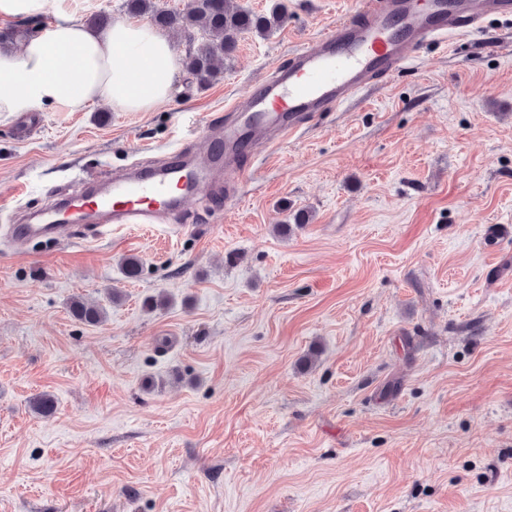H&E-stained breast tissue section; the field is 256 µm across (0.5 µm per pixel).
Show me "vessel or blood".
<instances>
[{
    "label": "vessel or blood",
    "mask_w": 512,
    "mask_h": 512,
    "mask_svg": "<svg viewBox=\"0 0 512 512\" xmlns=\"http://www.w3.org/2000/svg\"><path fill=\"white\" fill-rule=\"evenodd\" d=\"M493 16L512 18V0H359L355 14L336 22L316 48L297 47L288 68L250 85L210 138L206 162L169 157L113 178L105 192L82 199L79 206L103 216L96 227L100 233L161 223L167 211L193 197L211 167L223 166L225 173L240 177L235 150L285 140L301 119L338 110L377 78L406 68L429 42L478 33ZM67 211L66 205L52 204L39 223L12 225L11 233L21 242L41 235L65 237L78 230L65 223Z\"/></svg>",
    "instance_id": "b4317fda"
}]
</instances>
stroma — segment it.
I'll return each mask as SVG.
<instances>
[{"mask_svg": "<svg viewBox=\"0 0 512 512\" xmlns=\"http://www.w3.org/2000/svg\"><path fill=\"white\" fill-rule=\"evenodd\" d=\"M285 2L218 81L179 71L153 111L43 108L25 137L0 116V512H512V238L488 234L512 225V19L243 154L237 199L207 186L167 223L59 243L9 232L55 191L205 150L358 7ZM72 316L88 325H97L105 319V309L98 304H88L81 299H75L70 305Z\"/></svg>", "mask_w": 512, "mask_h": 512, "instance_id": "1", "label": "stroma"}]
</instances>
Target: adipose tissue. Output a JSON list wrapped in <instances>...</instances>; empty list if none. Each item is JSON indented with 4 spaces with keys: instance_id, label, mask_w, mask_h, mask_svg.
<instances>
[{
    "instance_id": "ef3b65f1",
    "label": "adipose tissue",
    "mask_w": 512,
    "mask_h": 512,
    "mask_svg": "<svg viewBox=\"0 0 512 512\" xmlns=\"http://www.w3.org/2000/svg\"><path fill=\"white\" fill-rule=\"evenodd\" d=\"M54 10L49 30L21 51H0V113L47 104L147 112L169 102L178 59L166 34L122 21L92 31L64 8Z\"/></svg>"
}]
</instances>
